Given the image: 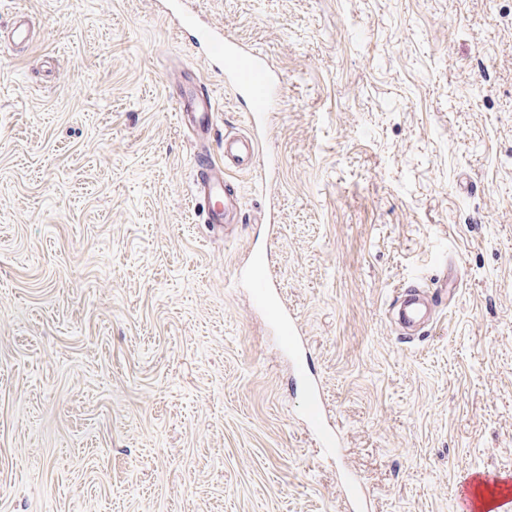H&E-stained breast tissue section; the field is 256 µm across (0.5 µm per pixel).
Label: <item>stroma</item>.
<instances>
[{
	"label": "stroma",
	"mask_w": 512,
	"mask_h": 512,
	"mask_svg": "<svg viewBox=\"0 0 512 512\" xmlns=\"http://www.w3.org/2000/svg\"><path fill=\"white\" fill-rule=\"evenodd\" d=\"M267 54L269 173L243 221L196 215L170 84L203 50L155 0H0V512H453L512 475V0H185ZM307 339L325 457L276 336L232 282L251 252ZM453 280L419 337L401 285ZM306 414L309 427L322 439L325 456H334L339 446L338 437L334 431H329L325 427L324 405L320 392L312 391ZM497 478L489 471H474L465 480L458 483L454 488V499L458 511L475 512V501L477 499V490L480 486L493 485Z\"/></svg>",
	"instance_id": "obj_1"
}]
</instances>
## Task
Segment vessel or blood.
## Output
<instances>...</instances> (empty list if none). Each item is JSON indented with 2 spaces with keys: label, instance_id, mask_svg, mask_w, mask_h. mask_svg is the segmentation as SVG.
Segmentation results:
<instances>
[{
  "label": "vessel or blood",
  "instance_id": "1",
  "mask_svg": "<svg viewBox=\"0 0 512 512\" xmlns=\"http://www.w3.org/2000/svg\"><path fill=\"white\" fill-rule=\"evenodd\" d=\"M164 6L166 13L175 17L179 30H194L197 42L205 45L210 56L220 62L225 88L234 96H245L253 104L250 132L226 133L219 151L215 152L209 146L216 124V101L212 89L202 81L192 80L175 84L171 90L176 116L197 143L193 157L192 193L203 203L204 223L212 232L220 233L225 225L239 223L242 217V198L237 189L230 187L227 173L232 169L250 168L259 151V118L279 106L284 84L273 78L263 53L200 25L194 14L181 9L180 0H164ZM250 272L255 303L271 314L282 337L283 350L295 357L305 342L297 334L294 317L279 300L276 284L261 261H253ZM437 309L436 295L415 286L405 288L396 307V321L406 335L413 336L434 319ZM306 414L310 428L323 442L326 455H334L338 437L325 427L324 405L319 392H312ZM494 482L492 472L480 470L458 483L454 488L458 512H476L478 488Z\"/></svg>",
  "mask_w": 512,
  "mask_h": 512
}]
</instances>
